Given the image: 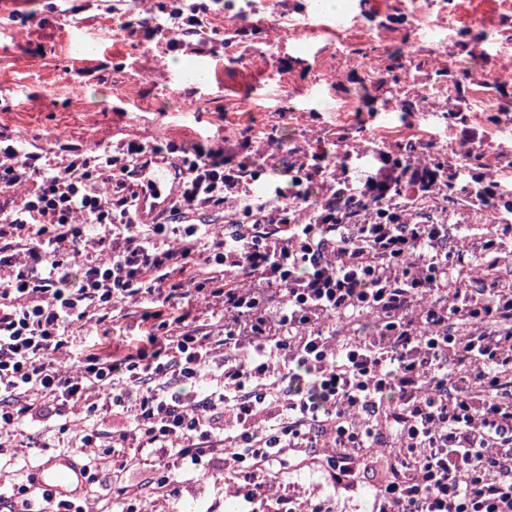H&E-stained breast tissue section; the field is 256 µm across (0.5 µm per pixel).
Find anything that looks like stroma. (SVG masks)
<instances>
[{"label":"stroma","mask_w":512,"mask_h":512,"mask_svg":"<svg viewBox=\"0 0 512 512\" xmlns=\"http://www.w3.org/2000/svg\"><path fill=\"white\" fill-rule=\"evenodd\" d=\"M164 0H20L0 11V126L47 147L76 144L83 149L121 138L180 146L223 147L234 155L243 137L277 127L283 144L335 152V132L364 120L372 138L403 139L410 127L393 102L399 76L384 70L387 51L413 48L411 89L427 103L441 101L425 59L442 49L448 60L470 52L483 55L502 74L500 90L488 92L481 73H471L462 103L470 124L485 128L483 150H512V127L489 123L477 111L476 92H487L494 107L512 101V41L504 40L512 9L499 0H426L421 20L406 14V0H342L343 28L328 30L326 15L311 0H259L246 7L214 11L210 19L230 37L208 59L216 66L206 82L188 75L181 52L165 41L129 34L128 25L159 9ZM289 18L279 43L267 42V23ZM356 109L340 111L346 99ZM76 456L73 433L59 434L49 423L24 422L14 445L0 453L5 483H24L46 451ZM224 485L219 466L203 469L184 489L175 512H236L233 498L218 496Z\"/></svg>","instance_id":"obj_1"}]
</instances>
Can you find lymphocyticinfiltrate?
<instances>
[{
	"mask_svg": "<svg viewBox=\"0 0 512 512\" xmlns=\"http://www.w3.org/2000/svg\"><path fill=\"white\" fill-rule=\"evenodd\" d=\"M140 27L173 51L217 34L197 0ZM421 147L353 192L325 151L271 168L247 140L230 158L135 140L63 153L1 128L0 433L82 419V466L93 483L111 458L117 512L177 499L215 462L239 512H333L291 481L304 469L371 483L366 512H512V222L414 221L439 181L460 191ZM169 153L182 188L140 223L135 176ZM263 174L274 196L251 204ZM208 210L223 225L194 223ZM6 502L87 512L29 481Z\"/></svg>",
	"mask_w": 512,
	"mask_h": 512,
	"instance_id": "obj_1",
	"label": "lymphocytic infiltrate"
}]
</instances>
